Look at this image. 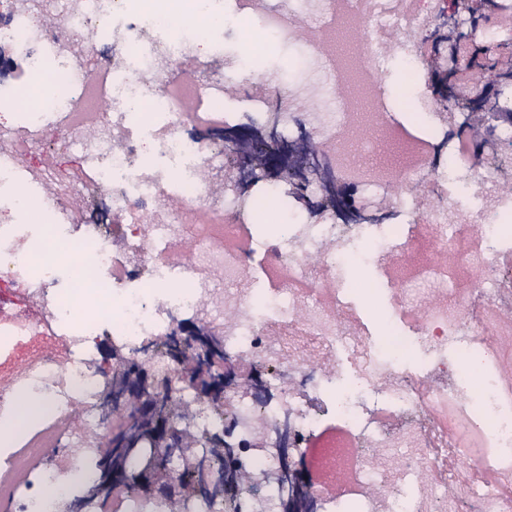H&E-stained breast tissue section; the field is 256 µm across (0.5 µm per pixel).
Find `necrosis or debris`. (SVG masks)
Here are the masks:
<instances>
[{
	"label": "necrosis or debris",
	"mask_w": 512,
	"mask_h": 512,
	"mask_svg": "<svg viewBox=\"0 0 512 512\" xmlns=\"http://www.w3.org/2000/svg\"><path fill=\"white\" fill-rule=\"evenodd\" d=\"M25 0L0 20V49L12 72L48 74L46 105L30 107L28 84L0 81L20 114L0 126V417L13 399L39 388L54 407L39 427L0 453V476L39 443L41 465L28 468L0 497V512H41L50 480L89 467L109 428L106 379L87 335L122 346L135 361L172 378L177 401L197 410L199 435L220 433L233 448L229 466L262 482L259 496L193 500L184 512H278L289 488L278 450L295 463L322 426L344 431L355 466L344 491L313 485L317 512H512V191L499 185L492 157L512 150V84L493 89L496 115L471 140L458 95L435 97L424 33L458 16L483 50L480 67L512 43V0L470 14L462 0ZM171 15L160 23L157 13ZM251 25L257 52L269 43L296 48L289 77L256 74L251 60L226 52L210 21ZM107 29L108 53L91 36ZM355 42L348 58L328 41L337 30ZM212 41V69L177 90V66ZM78 41L81 57L59 45ZM53 60L45 71V60ZM414 75L408 111L392 116L379 87L389 64ZM235 88L245 111L223 107ZM370 110L356 117L355 99ZM126 137L113 148L107 132ZM276 127L285 140L312 139L315 158L341 174L343 208L320 203L309 186L292 194L287 223L257 229L258 211L286 189L259 181L240 188L212 130ZM365 127L369 138L350 131ZM79 160V178L42 173L30 156L48 128ZM421 188L386 209L393 185ZM90 198L105 223L73 224L67 202ZM50 238H28L30 203ZM206 211L219 233L192 225ZM193 237V252L172 251ZM51 257L68 247L73 277L56 288L33 277L18 257L21 241ZM220 331L225 359L263 366L272 397L237 389L223 410L201 403L176 365L145 347L179 322ZM483 360L479 382L467 361Z\"/></svg>",
	"instance_id": "obj_1"
}]
</instances>
